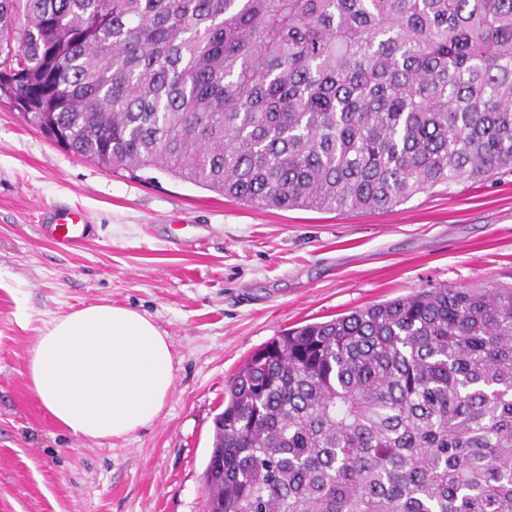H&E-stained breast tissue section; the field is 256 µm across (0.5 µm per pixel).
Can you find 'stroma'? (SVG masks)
<instances>
[{
  "label": "stroma",
  "instance_id": "35a3bbf8",
  "mask_svg": "<svg viewBox=\"0 0 512 512\" xmlns=\"http://www.w3.org/2000/svg\"><path fill=\"white\" fill-rule=\"evenodd\" d=\"M79 211L80 248L41 236ZM202 238L199 249L187 240ZM512 286V174L437 187L380 211L258 209L162 173L95 166L0 103V512H205L203 473L225 386L282 330L435 286ZM109 302L168 336L159 418L73 437L26 381L51 318Z\"/></svg>",
  "mask_w": 512,
  "mask_h": 512
}]
</instances>
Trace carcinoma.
<instances>
[{
    "instance_id": "obj_1",
    "label": "carcinoma",
    "mask_w": 512,
    "mask_h": 512,
    "mask_svg": "<svg viewBox=\"0 0 512 512\" xmlns=\"http://www.w3.org/2000/svg\"><path fill=\"white\" fill-rule=\"evenodd\" d=\"M262 209L512 173V0H0V101ZM207 512H512V290L287 330L227 382Z\"/></svg>"
}]
</instances>
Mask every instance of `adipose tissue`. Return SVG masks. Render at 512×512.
Here are the masks:
<instances>
[{
	"mask_svg": "<svg viewBox=\"0 0 512 512\" xmlns=\"http://www.w3.org/2000/svg\"><path fill=\"white\" fill-rule=\"evenodd\" d=\"M26 378L71 435L122 438L159 418L173 385V353L140 312L94 303L40 330L26 351Z\"/></svg>",
	"mask_w": 512,
	"mask_h": 512,
	"instance_id": "ef3b65f1",
	"label": "adipose tissue"
}]
</instances>
